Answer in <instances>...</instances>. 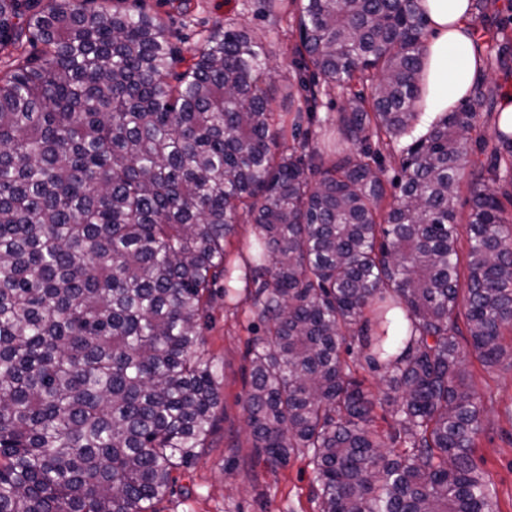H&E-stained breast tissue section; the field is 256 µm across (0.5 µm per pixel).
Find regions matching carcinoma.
<instances>
[{
  "mask_svg": "<svg viewBox=\"0 0 512 512\" xmlns=\"http://www.w3.org/2000/svg\"><path fill=\"white\" fill-rule=\"evenodd\" d=\"M91 2L0 0V46L19 51L0 75V512H157L215 426L220 376L199 344L216 296L265 325L243 402L255 455H307L319 512H500L468 364L512 359L497 187L512 134L496 130L486 165L467 142L501 86L477 79L402 149L385 207L377 145L420 122L418 0H292L310 77L288 84L303 136L289 152L261 41L215 29L181 71L146 0ZM511 28L483 17L486 61L506 73ZM322 88L345 105L320 148L301 122ZM243 218L247 255L228 248Z\"/></svg>",
  "mask_w": 512,
  "mask_h": 512,
  "instance_id": "cac0c4a2",
  "label": "carcinoma"
}]
</instances>
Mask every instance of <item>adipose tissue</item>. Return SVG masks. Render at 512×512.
<instances>
[{
  "label": "adipose tissue",
  "instance_id": "adipose-tissue-1",
  "mask_svg": "<svg viewBox=\"0 0 512 512\" xmlns=\"http://www.w3.org/2000/svg\"><path fill=\"white\" fill-rule=\"evenodd\" d=\"M429 37L423 54L419 110L432 117L466 97L481 70L473 49L472 0H420Z\"/></svg>",
  "mask_w": 512,
  "mask_h": 512
}]
</instances>
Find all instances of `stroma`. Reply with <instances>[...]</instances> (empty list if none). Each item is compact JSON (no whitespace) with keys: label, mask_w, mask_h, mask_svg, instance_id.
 <instances>
[{"label":"stroma","mask_w":512,"mask_h":512,"mask_svg":"<svg viewBox=\"0 0 512 512\" xmlns=\"http://www.w3.org/2000/svg\"><path fill=\"white\" fill-rule=\"evenodd\" d=\"M148 3L184 49L219 25L247 30L260 40L270 56L263 82L275 87L271 107L287 111L284 88L298 78L288 51L298 39L292 7L274 17L265 0H190L184 13L167 0ZM209 314L202 348L220 371L218 427L193 465L178 472L176 492L158 503L159 512H317L314 473L307 459L294 457L273 470L252 456L243 401L251 370L248 345L261 335L262 324L251 304L228 308L220 297ZM470 370L483 406L476 455L494 484L501 512H512V365L504 363L488 372L474 361Z\"/></svg>","instance_id":"1"}]
</instances>
